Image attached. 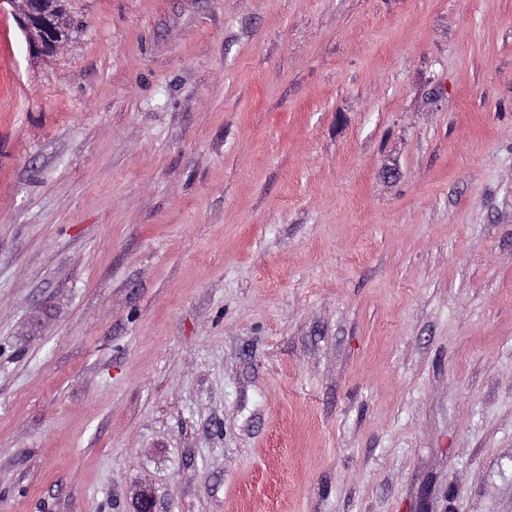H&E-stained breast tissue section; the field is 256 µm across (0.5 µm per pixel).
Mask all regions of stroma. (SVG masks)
<instances>
[{"label":"stroma","instance_id":"stroma-1","mask_svg":"<svg viewBox=\"0 0 512 512\" xmlns=\"http://www.w3.org/2000/svg\"><path fill=\"white\" fill-rule=\"evenodd\" d=\"M0 0V512H512V0ZM57 0H10L16 4L18 25L25 32L29 51L33 54L57 52L69 40L72 30L67 13L59 9Z\"/></svg>","mask_w":512,"mask_h":512}]
</instances>
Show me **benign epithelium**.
<instances>
[{
    "mask_svg": "<svg viewBox=\"0 0 512 512\" xmlns=\"http://www.w3.org/2000/svg\"><path fill=\"white\" fill-rule=\"evenodd\" d=\"M8 2L17 7L16 19L26 34L31 53H54L70 40L71 20L67 13L59 9L57 0Z\"/></svg>",
    "mask_w": 512,
    "mask_h": 512,
    "instance_id": "benign-epithelium-1",
    "label": "benign epithelium"
}]
</instances>
